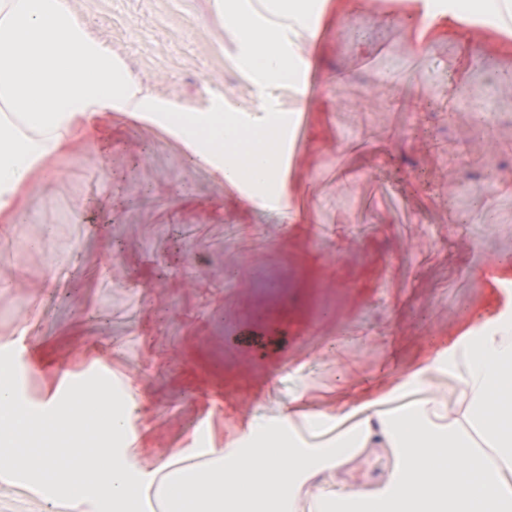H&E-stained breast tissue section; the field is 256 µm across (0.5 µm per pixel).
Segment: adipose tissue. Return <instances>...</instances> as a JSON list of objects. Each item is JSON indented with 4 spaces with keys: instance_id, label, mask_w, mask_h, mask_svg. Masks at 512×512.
<instances>
[{
    "instance_id": "obj_1",
    "label": "adipose tissue",
    "mask_w": 512,
    "mask_h": 512,
    "mask_svg": "<svg viewBox=\"0 0 512 512\" xmlns=\"http://www.w3.org/2000/svg\"><path fill=\"white\" fill-rule=\"evenodd\" d=\"M337 0H207L205 20L231 33L233 63L251 85V111H226L210 90L192 107L155 93L97 39L72 0H0V237L23 223L17 202L104 114L118 112L164 133L186 159L220 177L251 207H280L271 178L287 152L288 118L278 96L305 99L306 49ZM422 23L414 48L451 36L496 34L512 51V26L467 20L460 0H409ZM502 302L448 344L379 390L352 383L333 406L306 393L257 404L223 447L204 430L170 457L148 462L129 438L142 414L135 391L116 401L103 384L73 390L68 372L33 422L0 362V475L30 473L69 496L75 512H137L156 488L162 512H512V280Z\"/></svg>"
}]
</instances>
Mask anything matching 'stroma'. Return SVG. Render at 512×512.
I'll use <instances>...</instances> for the list:
<instances>
[{"label":"stroma","mask_w":512,"mask_h":512,"mask_svg":"<svg viewBox=\"0 0 512 512\" xmlns=\"http://www.w3.org/2000/svg\"><path fill=\"white\" fill-rule=\"evenodd\" d=\"M72 2L134 75H169L158 93L201 104L211 86L228 108L248 104L232 42L217 46L201 22L206 0ZM409 9L364 0L326 21L305 103L281 91L305 108L293 222L116 114L58 160V179L21 197L28 221L0 242V270L27 275L0 287V346L23 339L32 404L48 372L95 363L138 385L144 455L189 447L201 426L220 447L239 425L225 404L331 396L344 367L378 384L487 311L495 263L512 259V85L497 81L512 56L448 37L414 50ZM114 199L121 220L90 224ZM47 497L0 479V512H43Z\"/></svg>","instance_id":"obj_1"}]
</instances>
